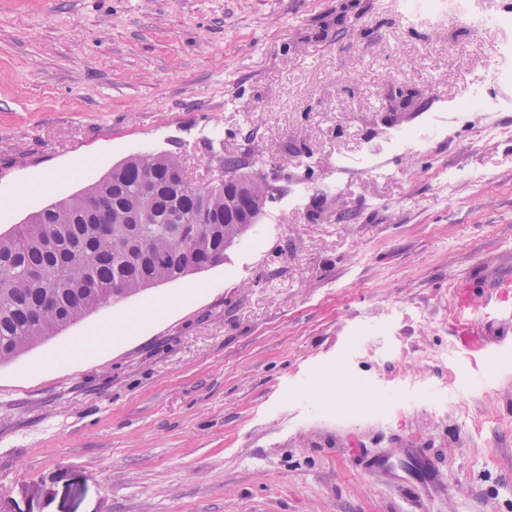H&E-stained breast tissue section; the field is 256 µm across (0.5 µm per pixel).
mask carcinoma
<instances>
[{"instance_id": "obj_1", "label": "carcinoma", "mask_w": 512, "mask_h": 512, "mask_svg": "<svg viewBox=\"0 0 512 512\" xmlns=\"http://www.w3.org/2000/svg\"><path fill=\"white\" fill-rule=\"evenodd\" d=\"M224 179L197 185L171 153L134 154L99 181L0 232V364L153 285L224 263L273 196L245 158L217 157ZM152 213L143 211L145 190ZM199 212L210 223L187 239Z\"/></svg>"}]
</instances>
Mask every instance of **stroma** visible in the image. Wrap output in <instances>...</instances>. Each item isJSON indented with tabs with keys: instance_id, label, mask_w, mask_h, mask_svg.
Here are the masks:
<instances>
[{
	"instance_id": "35a3bbf8",
	"label": "stroma",
	"mask_w": 512,
	"mask_h": 512,
	"mask_svg": "<svg viewBox=\"0 0 512 512\" xmlns=\"http://www.w3.org/2000/svg\"><path fill=\"white\" fill-rule=\"evenodd\" d=\"M397 9L0 0L1 232L136 153L219 179V137L279 189L223 264L0 365V512H512V307L492 373L449 297L512 275V83L485 85L493 110L454 107L505 34L452 14L408 28ZM391 85L413 108L357 123ZM490 121L508 136L481 141ZM398 126L429 138L390 149ZM464 165L490 181L444 186ZM139 312L135 335L56 361ZM379 455L406 489L366 472Z\"/></svg>"
}]
</instances>
